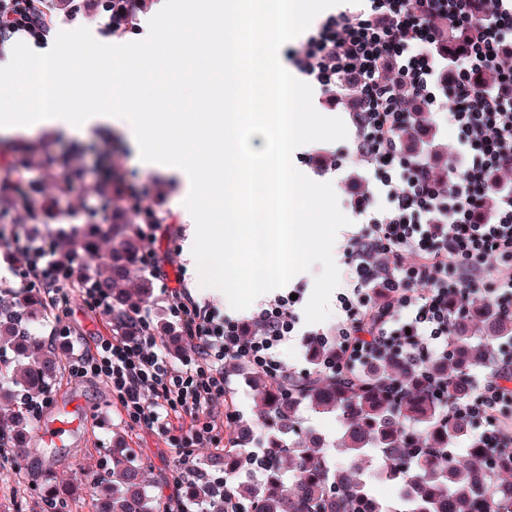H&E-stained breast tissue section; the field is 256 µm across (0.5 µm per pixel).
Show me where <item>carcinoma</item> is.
<instances>
[{"label":"carcinoma","mask_w":512,"mask_h":512,"mask_svg":"<svg viewBox=\"0 0 512 512\" xmlns=\"http://www.w3.org/2000/svg\"><path fill=\"white\" fill-rule=\"evenodd\" d=\"M112 223H101L96 212H84L79 250L94 272L75 268L79 277L90 276L95 286L112 299V319L132 333L134 313L152 293L153 283L143 274L142 236L121 210L105 203ZM46 306L34 289L5 301L0 300V398L21 405L22 398L44 395L52 389L59 368L55 350L33 337L32 328L43 319ZM512 341V319H503L492 302L476 291L470 295L469 310L455 320L451 348L446 357L428 361L423 369L448 375V400L467 397L469 385L464 371L483 363L492 347ZM12 352L15 360L29 363L13 369L3 357ZM250 379L263 389L261 439L271 449V460L260 469L257 481L232 484L236 499L245 512H384L371 493L378 475L397 481L405 493L389 512H512V458L486 459L484 449L471 445L467 461H445L440 454L466 436L463 421L445 417L428 395L418 374L404 363L385 360L366 377L292 376L276 381L254 369ZM403 382L407 396L398 401L385 387L389 380ZM301 403L317 412H336L343 432L336 453L349 464L331 462L323 452V441H289L296 431L295 407ZM26 415L14 411L0 418V457L27 452L24 436ZM253 432L237 433L238 446L224 451L219 467L231 476L249 466L245 445ZM386 462L384 469L365 472L360 459L371 453ZM112 467L102 484L112 492L95 491L96 512H160V503L147 491L140 469L125 445L110 448ZM294 473L285 482V470ZM187 498L170 503L176 512H213L222 505L220 482L198 475L187 480Z\"/></svg>","instance_id":"1"}]
</instances>
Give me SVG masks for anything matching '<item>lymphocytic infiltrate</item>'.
<instances>
[{
  "mask_svg": "<svg viewBox=\"0 0 512 512\" xmlns=\"http://www.w3.org/2000/svg\"><path fill=\"white\" fill-rule=\"evenodd\" d=\"M156 2L0 0V57L19 41L45 45L62 19L95 18L101 35L123 38ZM288 58L331 106L347 75L356 76L354 149L370 187L353 203L364 225L344 246L349 287L336 297L338 317L303 337L331 350L313 373L367 375L387 355L417 369L447 354L450 324L466 314L476 288L512 318V0H366L327 16ZM445 111L458 136L447 173L437 175L402 133L415 117ZM14 253L21 287L40 289L51 308L74 294L88 309L110 312L109 297L91 278L73 281L69 260L52 246L18 243ZM164 263L147 252L168 322L190 344L179 360L167 355L148 312L135 313L134 336L115 327L87 339L59 322L50 334L71 350V378L104 382L125 423L162 436L186 467L196 449L220 447L235 419L214 412L231 391L225 365L244 361L271 378L290 376L280 351L298 317L295 300L278 295L248 331L203 310ZM467 379L464 400L449 402L442 375L430 377L429 392L444 415L468 423L469 440L488 457L511 456L512 343L495 346Z\"/></svg>",
  "mask_w": 512,
  "mask_h": 512,
  "instance_id": "1",
  "label": "lymphocytic infiltrate"
}]
</instances>
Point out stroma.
Wrapping results in <instances>:
<instances>
[{
	"label": "stroma",
	"mask_w": 512,
	"mask_h": 512,
	"mask_svg": "<svg viewBox=\"0 0 512 512\" xmlns=\"http://www.w3.org/2000/svg\"><path fill=\"white\" fill-rule=\"evenodd\" d=\"M351 145L348 139L340 144L319 142L293 157L295 166L308 178L336 186L339 208L348 216L353 213L351 200L364 191L363 185L356 181L362 165L352 155L347 156L336 171L324 169L323 161L339 147ZM21 154L30 156V163L15 169L0 166V194L12 195L18 183L34 181L39 189L38 199L56 201L58 216L46 224L0 223V298L7 299L19 293L18 276L14 262L9 259L7 240L25 234L48 241L60 239L70 232L74 215L82 211L78 194L60 191L58 172L47 164L48 158L66 154L73 164L84 167L87 181L100 182L116 177L126 185L156 190L155 207L161 224L153 247L158 255H174L176 265L185 270V287L197 302L207 303L203 289L196 286V271L189 267L185 258L184 244L190 227L180 218L178 199L182 186L176 178H163L141 169L130 148L107 131H97L82 138L47 129L33 140L19 138L7 144L0 142V155L12 158ZM57 319L86 336L102 334L112 326L110 317L90 311L75 295L70 297L65 311H49L36 325L34 335L41 342L52 343L63 360L68 357L66 348L60 340L49 336ZM228 381L235 390L233 407L239 412L238 421L224 431L229 437L236 434L240 426L256 420L261 411V400L247 375H232ZM50 396L45 415H52L59 404L73 402L78 407L80 424L63 444L55 445L41 438L39 421L31 420L27 453L17 460L0 463V512H17L21 506L26 512H42L40 492L50 488L70 492L73 512H93L90 478L106 474L107 450L118 439L125 442L134 463L142 468L148 491L157 501L167 502L170 495L179 493L180 488L174 483L178 471L175 450L152 431L128 426L103 382L93 378L75 380L63 371Z\"/></svg>",
	"instance_id": "1"
}]
</instances>
